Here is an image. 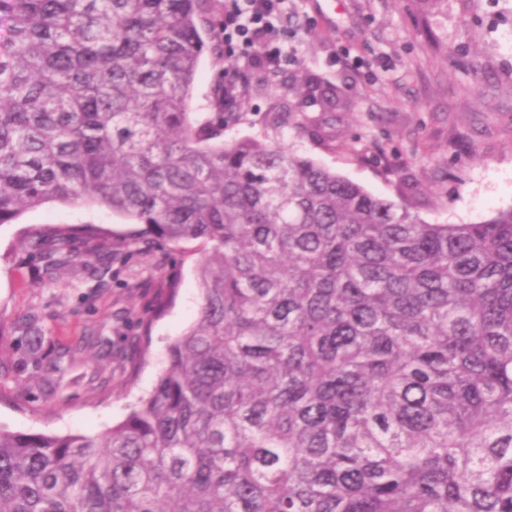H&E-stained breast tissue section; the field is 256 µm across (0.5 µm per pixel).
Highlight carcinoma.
Segmentation results:
<instances>
[{
	"mask_svg": "<svg viewBox=\"0 0 512 512\" xmlns=\"http://www.w3.org/2000/svg\"><path fill=\"white\" fill-rule=\"evenodd\" d=\"M0 224L205 246L196 321L95 434L0 428V512H512V209L428 224L195 112L211 0H0ZM112 233L56 229L46 270Z\"/></svg>",
	"mask_w": 512,
	"mask_h": 512,
	"instance_id": "carcinoma-1",
	"label": "carcinoma"
}]
</instances>
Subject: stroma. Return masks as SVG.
<instances>
[{"instance_id": "1", "label": "stroma", "mask_w": 512, "mask_h": 512, "mask_svg": "<svg viewBox=\"0 0 512 512\" xmlns=\"http://www.w3.org/2000/svg\"><path fill=\"white\" fill-rule=\"evenodd\" d=\"M276 37L278 76L249 82L225 140H278L432 224L512 208V0H292ZM342 91L326 107L298 89ZM131 224L97 206L50 202L0 226V427L27 434L105 431L166 366L197 319L201 242L167 251L118 240L104 278L72 264L46 275L29 229ZM179 275L173 301L151 299ZM39 328L36 350L26 333Z\"/></svg>"}]
</instances>
